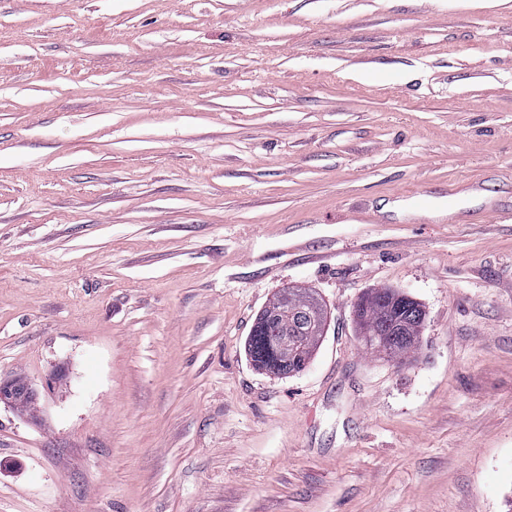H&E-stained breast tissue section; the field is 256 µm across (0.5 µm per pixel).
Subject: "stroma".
<instances>
[{
  "label": "stroma",
  "instance_id": "obj_1",
  "mask_svg": "<svg viewBox=\"0 0 512 512\" xmlns=\"http://www.w3.org/2000/svg\"><path fill=\"white\" fill-rule=\"evenodd\" d=\"M489 205L512 0H0V378L41 390L0 512H512ZM289 286L327 325L282 378L245 343ZM372 288L425 312L405 363ZM366 307L354 314L361 331L362 343L367 354L391 360H403L418 347L425 313L420 304L403 292L392 288L370 290ZM387 334V336H382ZM384 337L389 343L385 353L376 348V341Z\"/></svg>",
  "mask_w": 512,
  "mask_h": 512
}]
</instances>
